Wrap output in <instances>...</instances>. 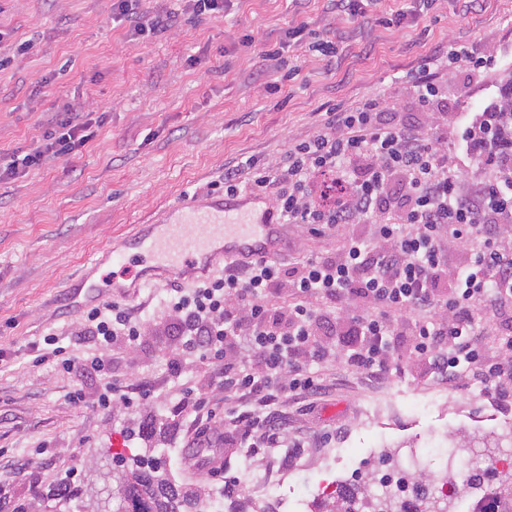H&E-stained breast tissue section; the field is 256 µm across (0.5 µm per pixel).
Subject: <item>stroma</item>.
<instances>
[{"mask_svg": "<svg viewBox=\"0 0 512 512\" xmlns=\"http://www.w3.org/2000/svg\"><path fill=\"white\" fill-rule=\"evenodd\" d=\"M110 5L0 0V158L49 130L57 98L76 95L107 113L101 134L78 156L0 182V349L7 353L0 362V512H95L112 482L113 454L148 446L177 483L200 484L203 500L220 498L237 512L260 503L279 512L282 498L302 497L322 473L318 454L327 448L342 451L333 467L343 489L347 466L367 465L383 448L404 460L424 454L431 439L493 446L501 403L480 382L448 384L407 358L374 382L336 359L323 368L334 390L310 405L280 407L294 448L262 449L247 465L244 448L226 439L224 476L215 480L189 456L195 415L181 406L182 387H203L205 369L172 337L152 332L136 350L111 348V379L154 387L151 400L129 407H101L100 376L37 361L31 347L53 331L69 354L93 351L71 286L116 240L211 193L225 167L251 156L279 158L315 133L325 107L384 92L395 111H415L404 77L448 40L492 49L498 59L481 77L462 63L449 67V108L481 112L497 103L512 77V0H437L402 30L374 26L349 35L329 65L300 52L301 72L282 103L265 95L260 65L241 38L251 29L273 44L303 21L319 32L337 26L324 0H232L224 15L182 22L145 45L105 25ZM29 38L37 54L15 53ZM190 56L195 65L187 64ZM40 76L53 80L55 93L34 103ZM153 421L162 429L151 440L137 435ZM72 469L74 491L59 497ZM254 477L280 481L279 498L256 502Z\"/></svg>", "mask_w": 512, "mask_h": 512, "instance_id": "stroma-1", "label": "stroma"}]
</instances>
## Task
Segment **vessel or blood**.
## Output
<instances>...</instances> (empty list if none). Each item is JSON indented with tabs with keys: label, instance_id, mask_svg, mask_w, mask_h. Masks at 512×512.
<instances>
[{
	"label": "vessel or blood",
	"instance_id": "b4317fda",
	"mask_svg": "<svg viewBox=\"0 0 512 512\" xmlns=\"http://www.w3.org/2000/svg\"><path fill=\"white\" fill-rule=\"evenodd\" d=\"M287 225L277 223L269 201L243 193L209 197L169 211L158 223L131 235L113 260H139L141 271L129 282L98 278L100 262H93L74 286L92 304L108 293L124 298L138 295L152 278H205L218 263H246L283 253Z\"/></svg>",
	"mask_w": 512,
	"mask_h": 512
}]
</instances>
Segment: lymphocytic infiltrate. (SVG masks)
I'll return each mask as SVG.
<instances>
[{
  "label": "lymphocytic infiltrate",
  "instance_id": "1",
  "mask_svg": "<svg viewBox=\"0 0 512 512\" xmlns=\"http://www.w3.org/2000/svg\"><path fill=\"white\" fill-rule=\"evenodd\" d=\"M180 9L142 8L141 0H112L110 21L148 43L164 37L183 16L217 17L227 0H181ZM335 17L374 21L397 30L417 22L431 0L411 9L384 10L380 0H326ZM343 32H315L301 23L269 44L254 33L242 44L262 61L268 92L300 73L294 53L311 44L323 61L340 51ZM495 57L449 41L434 66L407 72L417 109L392 112L380 95L363 104L327 107L309 139L276 161L248 158L224 170V192L266 197L280 223L313 235H339L336 251L319 259L291 250L287 259L225 266L164 299L165 330L179 348L211 366L209 385L224 393L216 411L206 394L193 395L202 430L220 417L254 448L287 437L277 418L281 403L318 399L329 392L321 369L340 359L347 370L383 379L400 354L424 363L453 383L469 376L501 397H512V326L494 351L483 349L477 323L512 305V148H494L484 132L495 115L472 120L440 108L443 78L452 64L480 73ZM105 124L84 103L63 102L52 130L36 146L0 165V181L16 179L47 161L77 156ZM479 150L482 173L464 182V161L449 135ZM287 296L270 306L271 291ZM98 345L88 357L66 355L57 333L43 337L41 359H60L67 371H105L115 342L137 346L144 320L110 303L86 315Z\"/></svg>",
  "mask_w": 512,
  "mask_h": 512
}]
</instances>
